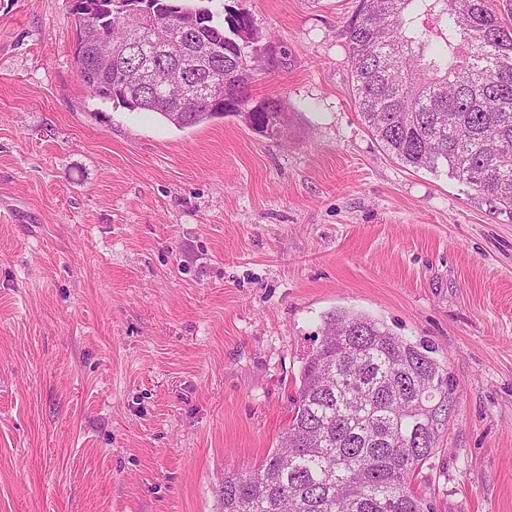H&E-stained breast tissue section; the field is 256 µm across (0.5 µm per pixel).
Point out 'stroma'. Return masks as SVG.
Listing matches in <instances>:
<instances>
[{
  "mask_svg": "<svg viewBox=\"0 0 512 512\" xmlns=\"http://www.w3.org/2000/svg\"><path fill=\"white\" fill-rule=\"evenodd\" d=\"M358 5L211 0L274 51L249 87L287 114L267 138L93 97L66 0H0V512H220L339 308L459 382L417 493L512 512V215L372 136Z\"/></svg>",
  "mask_w": 512,
  "mask_h": 512,
  "instance_id": "35a3bbf8",
  "label": "stroma"
}]
</instances>
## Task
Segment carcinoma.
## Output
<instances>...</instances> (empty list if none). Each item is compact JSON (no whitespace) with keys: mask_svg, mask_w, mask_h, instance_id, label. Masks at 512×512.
I'll return each mask as SVG.
<instances>
[{"mask_svg":"<svg viewBox=\"0 0 512 512\" xmlns=\"http://www.w3.org/2000/svg\"><path fill=\"white\" fill-rule=\"evenodd\" d=\"M76 28L79 78L92 96L131 112L171 121L173 108L146 98L123 72L101 73L96 40L112 50L129 35L154 51L144 19L177 16L170 29L182 54L219 59L217 85L236 100L201 93L175 127H194L248 109L250 128L276 137L282 113L262 102L249 109L247 87L259 44L251 17L230 9L218 22L206 7L181 0H67ZM433 26L417 23L422 15ZM512 0H360L345 29L353 92L363 122L383 150L415 169H444L512 214ZM459 383L432 349L396 335L363 312L337 309L301 370L280 448L251 468L224 474L221 512H433L414 477L435 452L456 406Z\"/></svg>","mask_w":512,"mask_h":512,"instance_id":"obj_1","label":"carcinoma"}]
</instances>
